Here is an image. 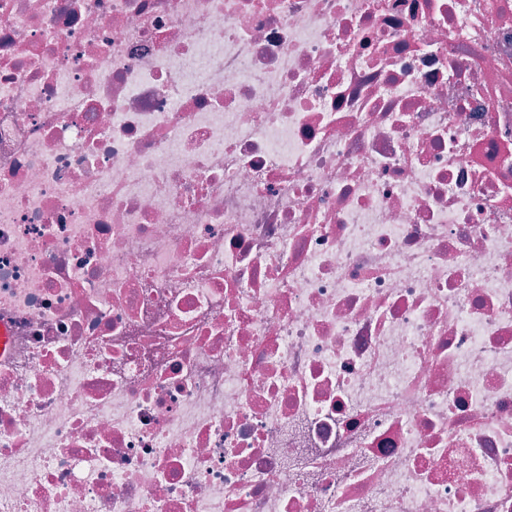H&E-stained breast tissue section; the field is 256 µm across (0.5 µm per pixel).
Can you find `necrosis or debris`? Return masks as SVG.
Instances as JSON below:
<instances>
[{
	"label": "necrosis or debris",
	"instance_id": "obj_1",
	"mask_svg": "<svg viewBox=\"0 0 512 512\" xmlns=\"http://www.w3.org/2000/svg\"><path fill=\"white\" fill-rule=\"evenodd\" d=\"M0 512H512V0H0Z\"/></svg>",
	"mask_w": 512,
	"mask_h": 512
}]
</instances>
